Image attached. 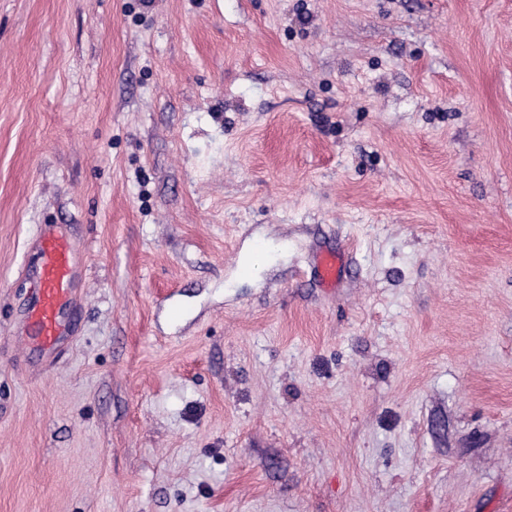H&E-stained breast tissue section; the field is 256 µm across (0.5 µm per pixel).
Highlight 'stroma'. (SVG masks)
<instances>
[{"instance_id": "35a3bbf8", "label": "stroma", "mask_w": 512, "mask_h": 512, "mask_svg": "<svg viewBox=\"0 0 512 512\" xmlns=\"http://www.w3.org/2000/svg\"><path fill=\"white\" fill-rule=\"evenodd\" d=\"M0 512H512V0H0ZM40 272L28 318L36 327L35 346L50 357L60 350L69 328L62 311L73 303L74 254L67 238L44 234L40 241ZM345 264V255L335 249L318 252L314 258V268L322 288H335L339 273Z\"/></svg>"}]
</instances>
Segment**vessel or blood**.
<instances>
[{"label": "vessel or blood", "mask_w": 512, "mask_h": 512, "mask_svg": "<svg viewBox=\"0 0 512 512\" xmlns=\"http://www.w3.org/2000/svg\"><path fill=\"white\" fill-rule=\"evenodd\" d=\"M40 272L34 303L28 316L37 329L35 344L44 356L59 351L69 332L62 311L73 303L74 254L67 238L46 234L40 241ZM345 255L335 249L316 254L314 268L321 287H335Z\"/></svg>", "instance_id": "1"}]
</instances>
